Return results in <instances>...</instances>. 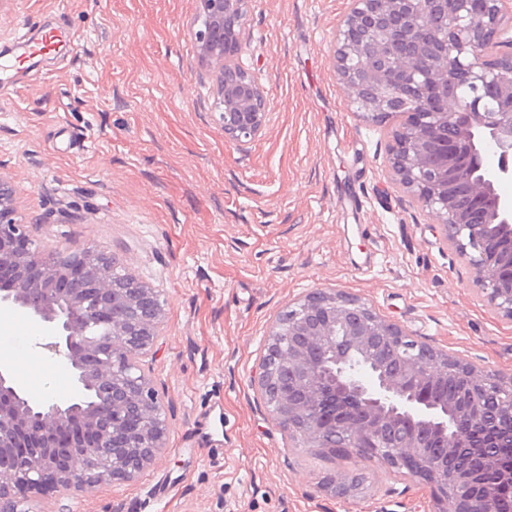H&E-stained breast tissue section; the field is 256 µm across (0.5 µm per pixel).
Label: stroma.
Wrapping results in <instances>:
<instances>
[{
	"instance_id": "obj_1",
	"label": "stroma",
	"mask_w": 512,
	"mask_h": 512,
	"mask_svg": "<svg viewBox=\"0 0 512 512\" xmlns=\"http://www.w3.org/2000/svg\"><path fill=\"white\" fill-rule=\"evenodd\" d=\"M351 0H249L240 65L270 99L250 141L224 138L193 32L200 0H0V56L45 29L57 54L0 74V175L38 246L117 256L156 288L165 326L145 373L164 396L162 454L131 483L36 512H433L406 471L287 445L251 380L269 328L316 288L357 296L408 334L512 377V320L387 175L396 120L362 118L333 51ZM39 323L0 310V364L36 400L69 395ZM211 426L195 432L202 410ZM362 472L353 498L327 477Z\"/></svg>"
}]
</instances>
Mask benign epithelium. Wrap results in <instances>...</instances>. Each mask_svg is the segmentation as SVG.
<instances>
[{
  "label": "benign epithelium",
  "instance_id": "benign-epithelium-1",
  "mask_svg": "<svg viewBox=\"0 0 512 512\" xmlns=\"http://www.w3.org/2000/svg\"><path fill=\"white\" fill-rule=\"evenodd\" d=\"M204 22L194 32L200 57L215 69L224 138L254 139L265 126L270 101L252 80L229 81L236 56L212 48L216 40L241 46L248 0H200ZM336 73L353 95L374 103L394 90L405 101V125L388 150L391 175L430 210L445 242L471 240L467 256L484 300L512 319V255L488 256L492 242L512 240V198L499 184L512 180V3L485 0L482 13L471 0H351L334 54ZM471 81L458 94L461 76ZM492 151L497 166L483 162ZM467 186L477 223L455 204L454 185ZM16 191L0 176V308L17 310L45 327L43 349L72 372L74 395L35 400L16 372L0 365V512H35L32 495L52 489L72 495L139 477L165 448L164 400L147 377L124 379L118 370L157 353L163 304L152 286L133 275L112 277V257L93 247L57 260L36 246L15 218ZM411 348L414 337L361 299L316 288L296 302L288 320H277L267 351L306 386L294 403L281 396L272 419L304 448L327 447L328 403L333 430L355 441L349 453L385 467L417 462L411 477L431 487L436 512H504L495 500L461 497L467 475L450 462L469 447L459 425H477L494 414L486 385L495 373L479 370L446 352L419 364L386 371L385 352L374 337ZM110 352L101 356L102 345ZM473 397L464 406L442 403L412 388L448 377V363ZM140 417L139 432L125 434L117 417ZM78 419L82 429L64 434ZM411 422L417 431L409 432ZM440 448L426 451L429 442Z\"/></svg>",
  "mask_w": 512,
  "mask_h": 512
}]
</instances>
